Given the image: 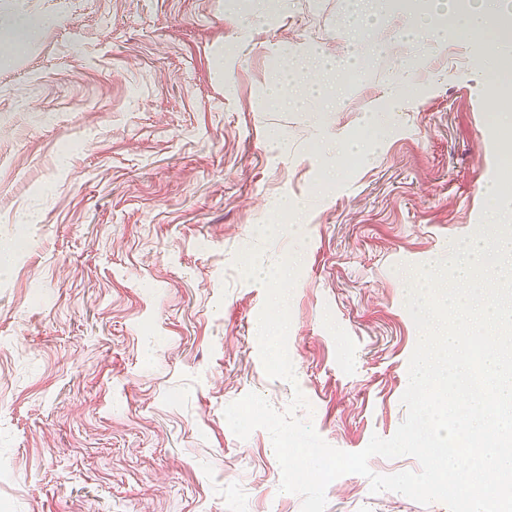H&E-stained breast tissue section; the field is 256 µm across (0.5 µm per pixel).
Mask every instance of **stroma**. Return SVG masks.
<instances>
[{"instance_id": "stroma-1", "label": "stroma", "mask_w": 512, "mask_h": 512, "mask_svg": "<svg viewBox=\"0 0 512 512\" xmlns=\"http://www.w3.org/2000/svg\"><path fill=\"white\" fill-rule=\"evenodd\" d=\"M479 0H0V512H301L245 394L331 446L393 436L418 332L402 269L503 217L512 95L472 63ZM47 24L25 48L10 20ZM79 52H71L72 44ZM300 258L295 379L259 357L266 292L235 264ZM326 512H448L346 474ZM485 11L486 16L484 17L483 12L467 11L461 14H457L454 19L434 20L433 22V33L451 36H463L472 27H484L489 17L494 15V11L497 9V5L500 1L498 0H487Z\"/></svg>"}]
</instances>
